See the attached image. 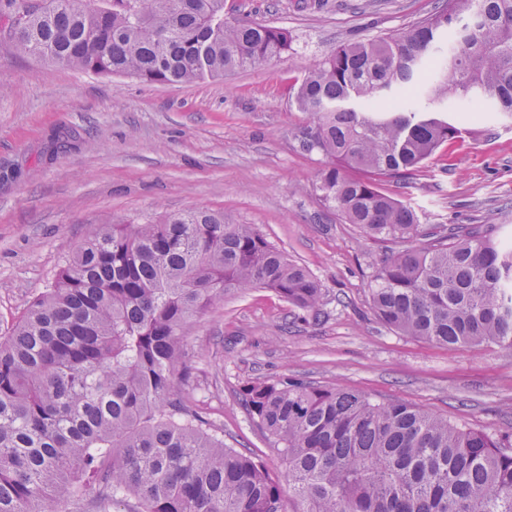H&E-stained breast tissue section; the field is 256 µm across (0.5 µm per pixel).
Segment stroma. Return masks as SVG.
<instances>
[{
  "instance_id": "stroma-1",
  "label": "stroma",
  "mask_w": 512,
  "mask_h": 512,
  "mask_svg": "<svg viewBox=\"0 0 512 512\" xmlns=\"http://www.w3.org/2000/svg\"><path fill=\"white\" fill-rule=\"evenodd\" d=\"M441 4L224 0L227 20L288 31V51L177 87L20 54L0 12V333L103 225L209 210L254 225L324 292L313 314L254 288L187 325L193 375L178 391L226 446L283 475L242 391L286 377L409 402L492 436L512 433V350L438 346L374 315L372 277L402 246L364 237L323 203L325 162L302 149L308 118L293 104L298 82L338 47L396 34ZM451 117L460 138L407 183L384 187L420 223L497 224L512 239V120L480 101Z\"/></svg>"
}]
</instances>
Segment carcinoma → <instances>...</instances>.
Returning a JSON list of instances; mask_svg holds the SVG:
<instances>
[{"mask_svg": "<svg viewBox=\"0 0 512 512\" xmlns=\"http://www.w3.org/2000/svg\"><path fill=\"white\" fill-rule=\"evenodd\" d=\"M0 0L17 51L83 72L180 86L262 67L288 33L224 20V0ZM453 45L441 39L457 23ZM512 112V0H444L416 25L348 43L296 88L304 150L344 223L407 247L376 271L372 309L406 336L512 350V245L498 225L419 223L380 187L461 129L448 109ZM263 287L316 311L319 282L251 224L195 210L112 224L79 246L0 336V512H512V437L400 400L298 380L244 388L285 481L229 448L178 397L190 320Z\"/></svg>", "mask_w": 512, "mask_h": 512, "instance_id": "obj_1", "label": "carcinoma"}]
</instances>
